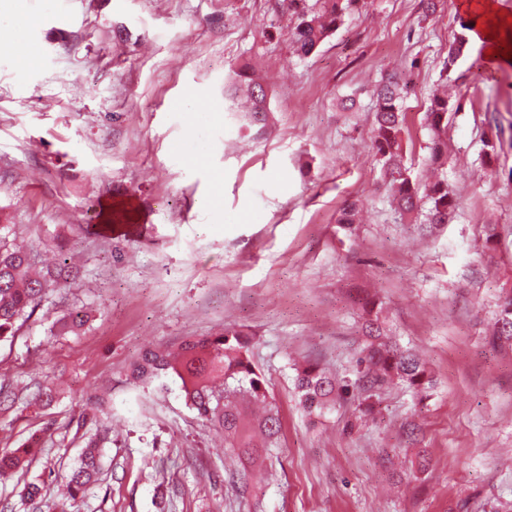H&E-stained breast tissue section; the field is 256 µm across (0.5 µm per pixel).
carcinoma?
<instances>
[{
    "mask_svg": "<svg viewBox=\"0 0 512 512\" xmlns=\"http://www.w3.org/2000/svg\"><path fill=\"white\" fill-rule=\"evenodd\" d=\"M293 26L289 31L295 52L300 57L312 54L333 36L344 17L366 4V0H286ZM462 32L448 46L442 74L448 75L469 44L472 21L460 20ZM409 89L407 75L390 73L373 92L375 136L372 149L378 156L392 202L404 216L425 212V223L446 224L459 203L448 184V144L445 139L448 113L455 102L446 94L429 98L424 116L430 135L429 160L441 170V177L424 187L412 178L405 163L404 135L406 113L402 101ZM250 101L251 120L265 119L269 111L266 88L256 79L239 74L227 89L228 99L236 101L239 92ZM14 225L0 224V341L18 334L34 315L41 302L70 287L71 271L66 264L39 267L41 255L24 249L11 239ZM363 333L367 345L358 359L361 369L355 383L371 398L386 384L400 383L415 394L426 393L433 381L415 351L386 334L382 305L368 299L361 303ZM91 319L89 312L71 309L52 317L50 333L61 335L82 329ZM492 345H512V289L501 288L493 317ZM181 381L187 406L203 422L224 433V445L253 463L272 448L281 436L279 410L269 394L267 381L250 354L249 340L243 332L226 329L205 339H189L175 350H148L130 367L133 383L153 382L168 373ZM296 388L303 407L320 415L338 398L349 394V385L338 380L315 362L296 368ZM57 392L50 376L35 383L30 403L49 407ZM100 434L90 435L68 475L67 501L51 504L54 512H72L89 487L98 481L102 469ZM33 449L21 445L0 451V475L26 467Z\"/></svg>",
    "mask_w": 512,
    "mask_h": 512,
    "instance_id": "1",
    "label": "carcinoma"
}]
</instances>
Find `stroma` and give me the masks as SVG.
Masks as SVG:
<instances>
[{"label": "stroma", "instance_id": "stroma-1", "mask_svg": "<svg viewBox=\"0 0 512 512\" xmlns=\"http://www.w3.org/2000/svg\"><path fill=\"white\" fill-rule=\"evenodd\" d=\"M461 0H368L309 58L297 56L278 0H0V222L17 224L75 278L55 310L92 313L52 337L35 314L0 342V448L29 437L28 467L0 483V512H45L25 484L63 482L84 446L76 421L105 400L111 429L79 512H512V349L485 335L512 284V67L459 59L448 120V182L458 217L430 230L400 218L383 185L372 95L410 70L406 161L431 175L423 115ZM37 63L20 71L12 41ZM250 65L268 91L265 124L228 111L224 86ZM359 202L360 222L338 219ZM110 220L138 237L104 236ZM496 225V250L483 246ZM380 299L392 336L437 385L427 397L386 386L373 414L356 400L306 416L295 368L316 361L355 380L364 338L358 299ZM226 328L247 333L283 423L282 445L242 470L190 410L175 375L136 388L145 350ZM52 375L49 410L26 389Z\"/></svg>", "mask_w": 512, "mask_h": 512}]
</instances>
